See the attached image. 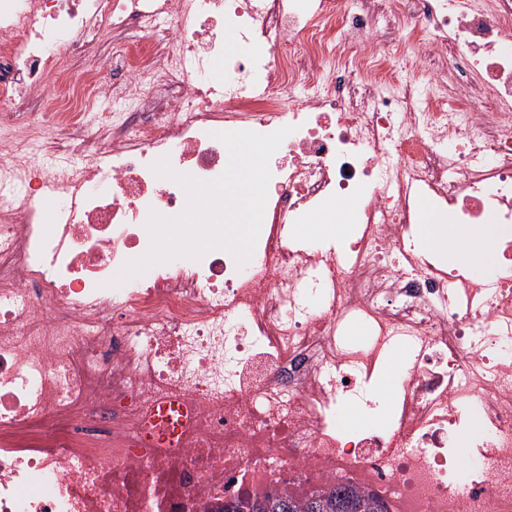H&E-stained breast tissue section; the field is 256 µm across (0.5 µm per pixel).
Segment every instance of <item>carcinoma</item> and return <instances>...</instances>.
I'll list each match as a JSON object with an SVG mask.
<instances>
[{
	"label": "carcinoma",
	"mask_w": 512,
	"mask_h": 512,
	"mask_svg": "<svg viewBox=\"0 0 512 512\" xmlns=\"http://www.w3.org/2000/svg\"><path fill=\"white\" fill-rule=\"evenodd\" d=\"M222 512H385V505L379 498L341 482L329 491L299 497L227 502Z\"/></svg>",
	"instance_id": "obj_1"
}]
</instances>
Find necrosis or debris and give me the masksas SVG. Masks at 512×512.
<instances>
[{
  "label": "necrosis or debris",
  "mask_w": 512,
  "mask_h": 512,
  "mask_svg": "<svg viewBox=\"0 0 512 512\" xmlns=\"http://www.w3.org/2000/svg\"><path fill=\"white\" fill-rule=\"evenodd\" d=\"M357 3L0 0V512H219L338 481L388 512H512V0ZM381 22L429 61V97L369 53ZM228 28L262 56L225 57ZM100 97L125 109L91 130ZM285 126L248 264L212 250L111 287L146 217L187 206L158 160L211 181L218 133ZM37 129L68 164L36 171ZM356 194L343 250L293 235ZM422 194L501 229L492 272L418 253ZM398 343L391 433L341 430ZM169 402L184 423L161 439ZM474 417L461 480L449 436Z\"/></svg>",
  "instance_id": "necrosis-or-debris-1"
}]
</instances>
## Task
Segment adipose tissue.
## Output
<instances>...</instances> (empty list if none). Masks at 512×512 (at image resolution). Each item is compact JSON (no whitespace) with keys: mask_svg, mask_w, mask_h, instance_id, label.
Wrapping results in <instances>:
<instances>
[{"mask_svg":"<svg viewBox=\"0 0 512 512\" xmlns=\"http://www.w3.org/2000/svg\"><path fill=\"white\" fill-rule=\"evenodd\" d=\"M490 226L472 224L462 227L444 216H426L421 234L427 249L448 255L460 265L483 267L492 260L488 249Z\"/></svg>","mask_w":512,"mask_h":512,"instance_id":"adipose-tissue-1","label":"adipose tissue"}]
</instances>
